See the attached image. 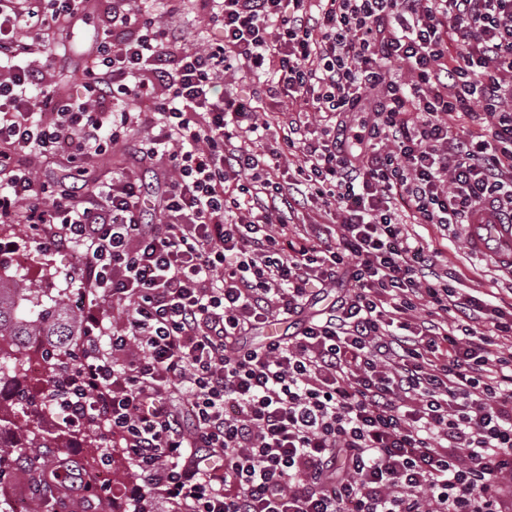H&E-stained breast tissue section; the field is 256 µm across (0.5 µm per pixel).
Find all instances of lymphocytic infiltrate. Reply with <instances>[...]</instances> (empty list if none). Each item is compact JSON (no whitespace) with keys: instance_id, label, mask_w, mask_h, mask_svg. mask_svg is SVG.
<instances>
[{"instance_id":"f902f5d3","label":"lymphocytic infiltrate","mask_w":512,"mask_h":512,"mask_svg":"<svg viewBox=\"0 0 512 512\" xmlns=\"http://www.w3.org/2000/svg\"><path fill=\"white\" fill-rule=\"evenodd\" d=\"M81 3L0 0V222L84 246L80 287L123 311L83 310L69 414L127 456L133 506L512 512V304L459 292L407 231L486 202L512 221V0H202L220 37L187 50L157 16L182 0H114L80 96L57 98L21 61L53 60L44 32ZM238 70L295 108L216 95ZM129 135L167 163L159 223L124 173L40 208L20 155L83 162ZM311 200L325 223L294 229ZM272 318L294 332L247 345Z\"/></svg>"}]
</instances>
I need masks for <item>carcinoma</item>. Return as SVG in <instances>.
I'll return each mask as SVG.
<instances>
[{"label": "carcinoma", "instance_id": "1", "mask_svg": "<svg viewBox=\"0 0 512 512\" xmlns=\"http://www.w3.org/2000/svg\"><path fill=\"white\" fill-rule=\"evenodd\" d=\"M41 293L42 289L23 279L0 276V343L6 340L13 347L8 355L0 347V393L9 391L13 395L14 411L23 416V420L15 424L20 437L9 444L0 443V467L26 460L43 477L49 466L39 463L36 449L49 447L50 439L41 432L35 419L43 409L57 410L73 397L70 384L74 370L65 345L80 335V323L61 300L48 307L41 306L37 302ZM33 337L57 345V352L44 356L48 390L39 403L26 395L22 385L25 348Z\"/></svg>", "mask_w": 512, "mask_h": 512}]
</instances>
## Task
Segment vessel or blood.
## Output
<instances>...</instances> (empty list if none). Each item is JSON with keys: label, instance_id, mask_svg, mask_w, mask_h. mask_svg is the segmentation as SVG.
Instances as JSON below:
<instances>
[{"label": "vessel or blood", "instance_id": "vessel-or-blood-1", "mask_svg": "<svg viewBox=\"0 0 512 512\" xmlns=\"http://www.w3.org/2000/svg\"><path fill=\"white\" fill-rule=\"evenodd\" d=\"M471 250L487 258L512 277V224H500L492 218L489 205H481L464 227Z\"/></svg>", "mask_w": 512, "mask_h": 512}]
</instances>
